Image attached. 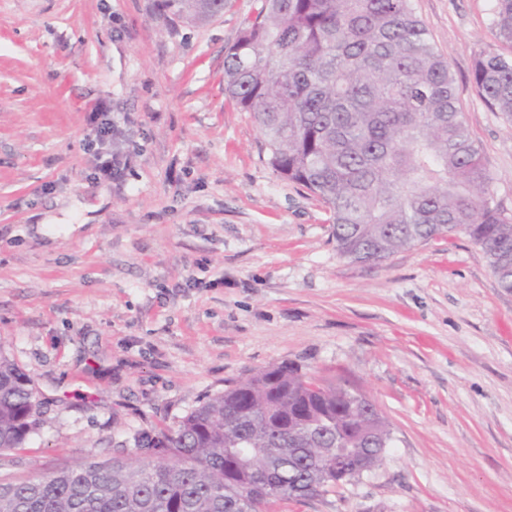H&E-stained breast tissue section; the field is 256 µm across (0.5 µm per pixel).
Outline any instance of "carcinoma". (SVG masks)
<instances>
[{
	"label": "carcinoma",
	"instance_id": "carcinoma-1",
	"mask_svg": "<svg viewBox=\"0 0 512 512\" xmlns=\"http://www.w3.org/2000/svg\"><path fill=\"white\" fill-rule=\"evenodd\" d=\"M206 23L225 0H161ZM492 24L512 47V0ZM473 83L512 120V52L479 55ZM224 91L253 114L272 167L330 213L341 256L377 263L464 235L512 291V216L459 104L454 74L412 0H265L224 53ZM30 379L0 356V451L39 425ZM371 400L281 363L209 397L173 428L137 433L158 456L92 460L50 476L0 480V512H276L344 478L336 449L383 458L388 421Z\"/></svg>",
	"mask_w": 512,
	"mask_h": 512
}]
</instances>
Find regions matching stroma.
Masks as SVG:
<instances>
[{
    "instance_id": "35a3bbf8",
    "label": "stroma",
    "mask_w": 512,
    "mask_h": 512,
    "mask_svg": "<svg viewBox=\"0 0 512 512\" xmlns=\"http://www.w3.org/2000/svg\"><path fill=\"white\" fill-rule=\"evenodd\" d=\"M263 0L194 25L159 0H0V354L39 426L0 479L135 456L206 397L281 362L363 392L381 463L279 512H512V292L457 235L370 265L281 177L224 94V51ZM492 0H413L512 215V121L471 81L503 51ZM107 105L98 181L88 114Z\"/></svg>"
}]
</instances>
